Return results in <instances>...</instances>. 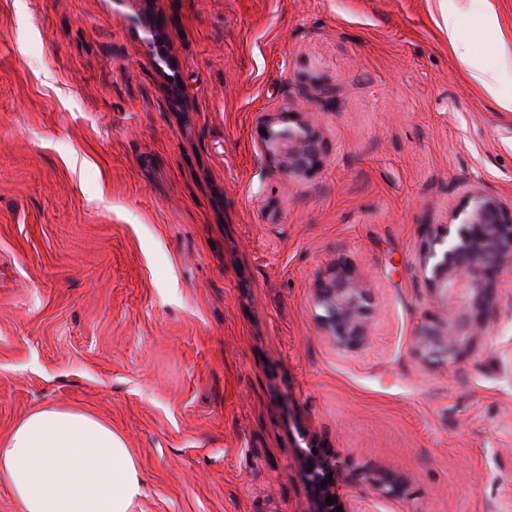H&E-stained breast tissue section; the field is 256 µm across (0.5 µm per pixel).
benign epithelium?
I'll list each match as a JSON object with an SVG mask.
<instances>
[{"instance_id": "1", "label": "benign epithelium", "mask_w": 512, "mask_h": 512, "mask_svg": "<svg viewBox=\"0 0 512 512\" xmlns=\"http://www.w3.org/2000/svg\"><path fill=\"white\" fill-rule=\"evenodd\" d=\"M293 121L294 127L266 130L262 146L269 153L285 152L290 172L315 170L322 163L320 141L304 127L299 113H288V122ZM511 267L512 201L481 191L470 193L465 204L451 212L448 224L423 246L421 269L434 311L417 327L415 354L448 369L468 356L497 304L499 280ZM363 281L359 269L341 263L316 289L322 326L338 347L348 351L360 349L368 340L369 297ZM308 460L313 464L308 477L317 492L318 512H336L337 504H326L328 497L336 496V480H327L338 469L336 456L321 447L311 450ZM369 485L382 497L397 493L392 480L373 478Z\"/></svg>"}]
</instances>
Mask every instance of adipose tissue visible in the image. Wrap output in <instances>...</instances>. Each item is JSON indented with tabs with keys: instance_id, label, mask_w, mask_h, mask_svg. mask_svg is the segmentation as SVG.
I'll return each mask as SVG.
<instances>
[{
	"instance_id": "obj_1",
	"label": "adipose tissue",
	"mask_w": 512,
	"mask_h": 512,
	"mask_svg": "<svg viewBox=\"0 0 512 512\" xmlns=\"http://www.w3.org/2000/svg\"><path fill=\"white\" fill-rule=\"evenodd\" d=\"M0 485L16 512H134L144 480L109 424L45 406L0 438Z\"/></svg>"
}]
</instances>
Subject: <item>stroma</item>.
<instances>
[{
	"mask_svg": "<svg viewBox=\"0 0 512 512\" xmlns=\"http://www.w3.org/2000/svg\"><path fill=\"white\" fill-rule=\"evenodd\" d=\"M448 4L453 43L437 0H0V437L107 422L135 512H317L313 443L346 512H512V270L455 369L413 352L428 233L512 199V0ZM286 112L316 170L262 149ZM343 260L354 352L314 298ZM363 281L359 269L341 263L316 289L315 301L324 312L322 326L338 347L348 351L360 349L369 338L365 321L369 297Z\"/></svg>",
	"mask_w": 512,
	"mask_h": 512,
	"instance_id": "1",
	"label": "stroma"
}]
</instances>
